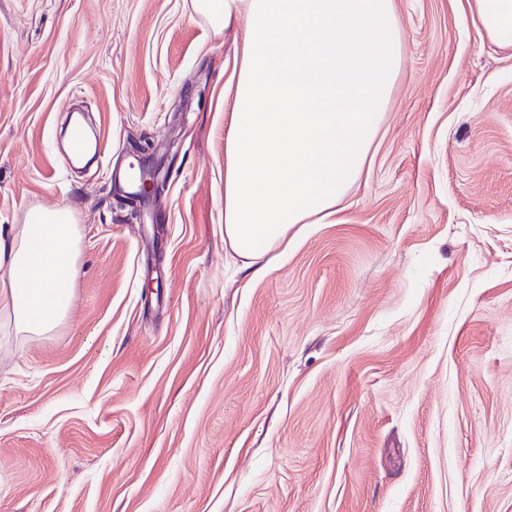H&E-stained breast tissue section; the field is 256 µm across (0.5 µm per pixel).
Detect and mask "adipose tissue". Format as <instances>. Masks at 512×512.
I'll return each instance as SVG.
<instances>
[{"instance_id": "adipose-tissue-1", "label": "adipose tissue", "mask_w": 512, "mask_h": 512, "mask_svg": "<svg viewBox=\"0 0 512 512\" xmlns=\"http://www.w3.org/2000/svg\"><path fill=\"white\" fill-rule=\"evenodd\" d=\"M512 53V0H467ZM215 33L243 28L224 150V243L260 276L298 224L335 212L360 176L403 61L394 0H193ZM68 208L0 234V295L17 332L64 319L78 276Z\"/></svg>"}]
</instances>
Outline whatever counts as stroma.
Here are the masks:
<instances>
[{
    "label": "stroma",
    "mask_w": 512,
    "mask_h": 512,
    "mask_svg": "<svg viewBox=\"0 0 512 512\" xmlns=\"http://www.w3.org/2000/svg\"><path fill=\"white\" fill-rule=\"evenodd\" d=\"M395 0L404 62L341 208L224 245L236 31L192 0H0V230L71 210L67 319L0 301V512H512V56ZM161 193L113 180L138 146Z\"/></svg>",
    "instance_id": "1"
}]
</instances>
